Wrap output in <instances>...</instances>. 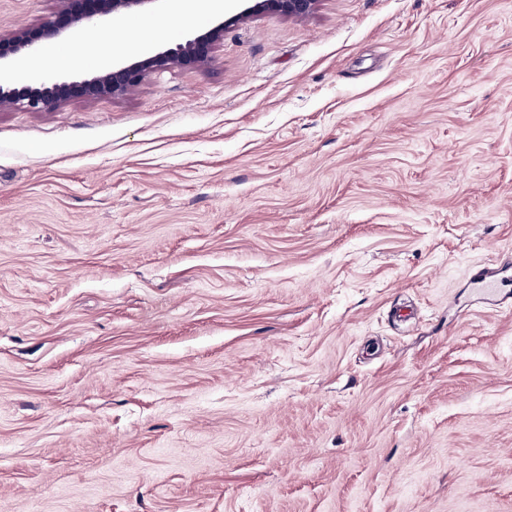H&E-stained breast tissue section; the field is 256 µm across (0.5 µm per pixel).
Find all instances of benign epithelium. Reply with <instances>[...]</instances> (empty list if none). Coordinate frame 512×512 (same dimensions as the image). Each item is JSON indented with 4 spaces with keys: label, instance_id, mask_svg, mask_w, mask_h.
Wrapping results in <instances>:
<instances>
[{
    "label": "benign epithelium",
    "instance_id": "1",
    "mask_svg": "<svg viewBox=\"0 0 512 512\" xmlns=\"http://www.w3.org/2000/svg\"><path fill=\"white\" fill-rule=\"evenodd\" d=\"M152 2L154 0H90L78 7L75 0H65L67 7L40 30L0 37V60L38 52L47 42L61 38L71 29L97 24L114 14L132 15ZM247 2L249 5L242 11L200 35L153 55L102 69L89 79L41 78L20 88L11 86L7 80L0 82V108L20 105L34 112H46L74 96L90 99L120 96L155 71L177 65H201L209 61L212 51L223 41L224 31L230 26L243 23L256 12L272 11L290 18H303L314 10L317 0Z\"/></svg>",
    "mask_w": 512,
    "mask_h": 512
}]
</instances>
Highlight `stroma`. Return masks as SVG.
Returning a JSON list of instances; mask_svg holds the SVG:
<instances>
[{"instance_id": "1", "label": "stroma", "mask_w": 512, "mask_h": 512, "mask_svg": "<svg viewBox=\"0 0 512 512\" xmlns=\"http://www.w3.org/2000/svg\"><path fill=\"white\" fill-rule=\"evenodd\" d=\"M144 17L208 27L63 43ZM507 260L512 0H318L2 107L0 512H512ZM318 0H247L246 8L204 33L175 47L112 68L101 69L90 79L70 80L62 77L40 78L21 88L11 87L0 77V108L21 105L34 112H46L74 96L90 99L116 97L140 83L152 72L177 65H201L209 61L212 51L224 39V31L243 23L256 12H277L290 18H303L315 8Z\"/></svg>"}]
</instances>
